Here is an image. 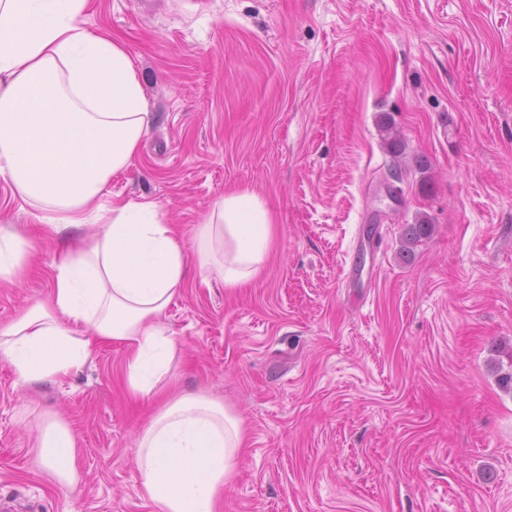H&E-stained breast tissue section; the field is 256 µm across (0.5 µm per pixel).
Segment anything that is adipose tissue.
Returning <instances> with one entry per match:
<instances>
[{
	"mask_svg": "<svg viewBox=\"0 0 512 512\" xmlns=\"http://www.w3.org/2000/svg\"><path fill=\"white\" fill-rule=\"evenodd\" d=\"M88 4L0 0V180L60 243L49 299L0 329V358L21 380L53 381L80 370L93 343H118L127 388L149 396L171 371L176 344L161 318L188 263L202 281L244 285L261 275L275 226L254 193L233 192L188 248L157 202L103 204L111 178L136 166L151 112L125 45L86 28ZM26 259L23 236L0 225V283H14ZM37 430L38 458L75 488L71 429L47 415ZM243 446L221 401L174 393L137 436L142 495L155 512H217Z\"/></svg>",
	"mask_w": 512,
	"mask_h": 512,
	"instance_id": "1",
	"label": "adipose tissue"
}]
</instances>
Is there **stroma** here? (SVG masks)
<instances>
[{
    "label": "stroma",
    "instance_id": "1",
    "mask_svg": "<svg viewBox=\"0 0 512 512\" xmlns=\"http://www.w3.org/2000/svg\"><path fill=\"white\" fill-rule=\"evenodd\" d=\"M85 20L123 39L151 110L109 199L155 200L188 244L238 190L275 224L259 278L188 267L163 317L173 385L242 421L218 512H512V0H89ZM0 224L30 259L4 327L49 296L56 243L1 180ZM126 357L96 343L27 383L0 359L18 512H154L133 458L156 402ZM45 414L76 437V489L35 458Z\"/></svg>",
    "mask_w": 512,
    "mask_h": 512
}]
</instances>
